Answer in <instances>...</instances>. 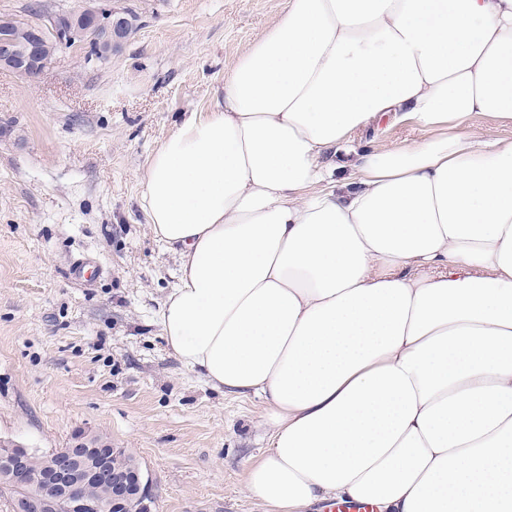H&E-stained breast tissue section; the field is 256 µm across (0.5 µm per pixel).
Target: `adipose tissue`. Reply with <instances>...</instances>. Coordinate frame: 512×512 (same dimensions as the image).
Listing matches in <instances>:
<instances>
[{
    "label": "adipose tissue",
    "instance_id": "ef3b65f1",
    "mask_svg": "<svg viewBox=\"0 0 512 512\" xmlns=\"http://www.w3.org/2000/svg\"><path fill=\"white\" fill-rule=\"evenodd\" d=\"M512 0H287L152 155L172 355L259 399L263 512H512ZM394 117L412 144L344 147Z\"/></svg>",
    "mask_w": 512,
    "mask_h": 512
}]
</instances>
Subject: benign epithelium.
I'll return each instance as SVG.
<instances>
[{
  "instance_id": "obj_1",
  "label": "benign epithelium",
  "mask_w": 512,
  "mask_h": 512,
  "mask_svg": "<svg viewBox=\"0 0 512 512\" xmlns=\"http://www.w3.org/2000/svg\"><path fill=\"white\" fill-rule=\"evenodd\" d=\"M13 26V18L0 17V68L29 79L52 63L55 54L49 48L115 50L133 34L136 20L134 14L100 0L87 12L67 10L50 15L34 14L26 20L27 39L22 43L11 35ZM95 447L92 437L86 434L75 437L68 448L44 456L57 493L20 498L14 505V512H129L133 506L136 512H152V479L143 470L132 476L119 464L111 462L102 479L112 483V496L89 495L90 477L84 473L83 460L85 452ZM30 462L28 450L11 443L10 450L0 454V478L16 484L23 482Z\"/></svg>"
}]
</instances>
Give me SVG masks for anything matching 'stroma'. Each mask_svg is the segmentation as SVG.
Returning <instances> with one entry per match:
<instances>
[{
    "label": "stroma",
    "instance_id": "1",
    "mask_svg": "<svg viewBox=\"0 0 512 512\" xmlns=\"http://www.w3.org/2000/svg\"><path fill=\"white\" fill-rule=\"evenodd\" d=\"M117 5L139 27L108 59L66 49L33 79L0 69V438L45 450L99 432L149 472L155 512H261L245 478L262 406L168 351L154 315L177 263L140 200L153 151L215 109L286 0ZM86 254L100 278L70 276Z\"/></svg>",
    "mask_w": 512,
    "mask_h": 512
}]
</instances>
